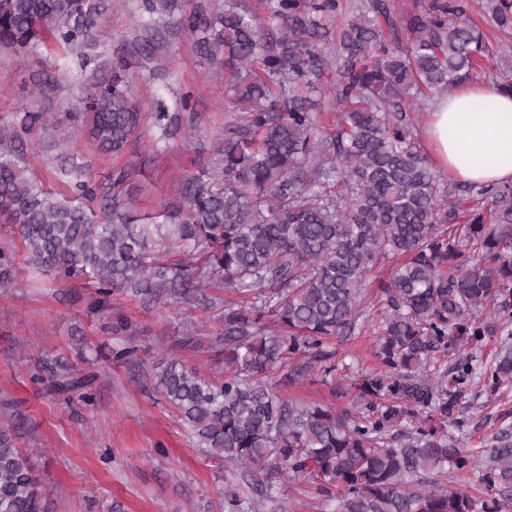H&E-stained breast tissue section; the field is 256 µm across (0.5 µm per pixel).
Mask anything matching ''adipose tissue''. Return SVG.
I'll return each mask as SVG.
<instances>
[{
	"mask_svg": "<svg viewBox=\"0 0 512 512\" xmlns=\"http://www.w3.org/2000/svg\"><path fill=\"white\" fill-rule=\"evenodd\" d=\"M425 133L437 165L462 183L512 182V93L461 84L431 112Z\"/></svg>",
	"mask_w": 512,
	"mask_h": 512,
	"instance_id": "1",
	"label": "adipose tissue"
}]
</instances>
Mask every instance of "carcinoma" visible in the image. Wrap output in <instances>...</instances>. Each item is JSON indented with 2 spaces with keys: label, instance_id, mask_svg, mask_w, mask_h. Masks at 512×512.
Listing matches in <instances>:
<instances>
[{
  "label": "carcinoma",
  "instance_id": "1",
  "mask_svg": "<svg viewBox=\"0 0 512 512\" xmlns=\"http://www.w3.org/2000/svg\"><path fill=\"white\" fill-rule=\"evenodd\" d=\"M267 19L245 0L212 15L198 0H143L146 13L195 37L197 56L224 66L237 114L224 123L215 157L181 182L163 224H136L121 186L139 170L112 174L110 193L83 168L68 176L107 214L53 198L28 174L26 138L46 113L0 126V223L12 224L27 262L60 284L91 282L104 310L130 289L147 301L188 302L199 286L222 284L252 299L224 304L222 378L173 363L156 376L168 404L205 453L244 471L225 481L224 512L284 506L274 480L306 479L334 512H501L512 488V434L480 458L442 434L459 398L480 382H512V183L440 184L423 154L416 113L481 73L512 90L502 55L469 17L470 0H425L406 11L394 0H263ZM498 30L512 31V0H480ZM104 0H0V49L19 57L49 43L80 55L94 40ZM126 65L112 67L76 96L68 120L88 127L99 148L122 154L140 122ZM336 124L324 133L311 93L324 74ZM163 139L182 131L177 112H157ZM174 241L185 257L159 261ZM381 306L380 374L358 386L362 405L282 395L269 374L288 368L292 385L315 375L336 383L329 341L363 321L365 278ZM492 308L505 329L476 313ZM502 332L494 357L448 362L462 345ZM55 391L91 401L92 378L47 364ZM478 465L493 496L437 488L448 470ZM0 512H50L28 454L0 436Z\"/></svg>",
  "mask_w": 512,
  "mask_h": 512
}]
</instances>
